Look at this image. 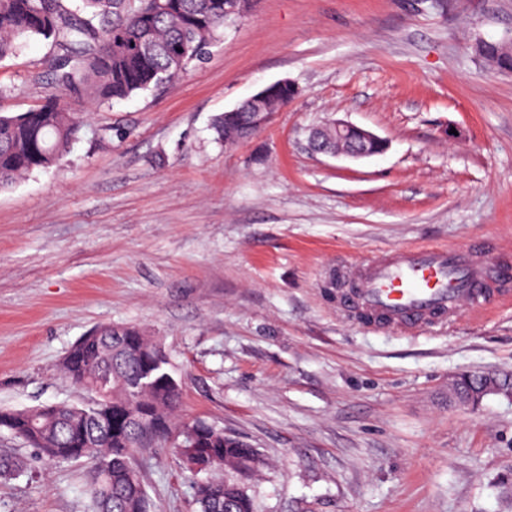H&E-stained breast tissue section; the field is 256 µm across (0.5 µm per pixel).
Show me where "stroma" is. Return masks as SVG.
Masks as SVG:
<instances>
[{
  "instance_id": "35a3bbf8",
  "label": "stroma",
  "mask_w": 512,
  "mask_h": 512,
  "mask_svg": "<svg viewBox=\"0 0 512 512\" xmlns=\"http://www.w3.org/2000/svg\"><path fill=\"white\" fill-rule=\"evenodd\" d=\"M512 0H256L180 79L92 110L70 153L0 192V409L88 403L58 372L103 323L155 336L180 414L258 448V512H512V398L448 401L462 373L512 374V300L413 334L345 313L330 273L395 247L484 244L512 266ZM50 45L0 61V113L52 89ZM288 79L252 138L214 118ZM335 119L384 153L310 150ZM28 457L0 512H89L88 462ZM150 512H196L179 460L139 456ZM500 41H484L476 45V52L489 65L501 70H512V50L500 51ZM279 83L285 86L270 84L266 88L267 96L261 103V107L267 112H276L280 108L287 106L300 93L296 88L288 87V85L292 84L288 80H281Z\"/></svg>"
}]
</instances>
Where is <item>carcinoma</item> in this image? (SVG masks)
<instances>
[{"label":"carcinoma","mask_w":512,"mask_h":512,"mask_svg":"<svg viewBox=\"0 0 512 512\" xmlns=\"http://www.w3.org/2000/svg\"><path fill=\"white\" fill-rule=\"evenodd\" d=\"M238 18L228 0H0V60L30 37L53 48L46 61L53 90L26 112L0 115V190L71 150L85 123L72 103L100 107L179 79ZM476 52L488 65L512 70V51L501 52L500 42H480ZM266 91L261 107L271 113L299 95L286 85ZM213 130L220 141L255 134L251 104L218 115ZM60 369L96 395L93 403L0 411V432L49 459L91 462V512H149L134 459L153 448L181 461L198 512H256L246 482L264 464L262 455L222 428L181 418V379L158 341L136 326L102 324L71 347ZM146 369L157 381L129 394L127 382ZM25 468L23 458L0 454L1 478ZM226 469L237 478L224 479Z\"/></svg>","instance_id":"carcinoma-1"}]
</instances>
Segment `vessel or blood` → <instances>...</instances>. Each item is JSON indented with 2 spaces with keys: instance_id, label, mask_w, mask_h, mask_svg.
Wrapping results in <instances>:
<instances>
[{
  "instance_id": "vessel-or-blood-1",
  "label": "vessel or blood",
  "mask_w": 512,
  "mask_h": 512,
  "mask_svg": "<svg viewBox=\"0 0 512 512\" xmlns=\"http://www.w3.org/2000/svg\"><path fill=\"white\" fill-rule=\"evenodd\" d=\"M480 243L463 249L400 248L369 264L337 271L347 281L340 303L351 315L383 318L412 330L450 319L462 304L481 305L490 295L512 298L505 267L481 258Z\"/></svg>"
}]
</instances>
